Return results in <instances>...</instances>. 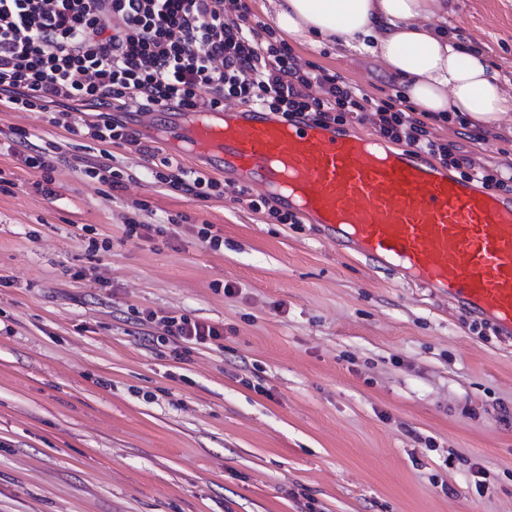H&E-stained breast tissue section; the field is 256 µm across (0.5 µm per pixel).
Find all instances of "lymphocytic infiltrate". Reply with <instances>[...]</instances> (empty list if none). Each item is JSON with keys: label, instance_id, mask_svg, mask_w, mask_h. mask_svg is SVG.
<instances>
[{"label": "lymphocytic infiltrate", "instance_id": "obj_1", "mask_svg": "<svg viewBox=\"0 0 512 512\" xmlns=\"http://www.w3.org/2000/svg\"><path fill=\"white\" fill-rule=\"evenodd\" d=\"M228 2L237 17H225ZM314 86L320 95H311ZM0 97L21 112H44L70 100L101 108L88 128L93 140L134 146L155 159L156 182L199 200L219 194V181L157 159L153 147L111 116L112 105L198 112L235 100L285 116L367 121L381 138L437 158L463 179L512 193V161L474 164L430 131L403 94L377 99L340 75L303 69L287 42L251 22L244 0H0ZM11 143L21 149L24 164L40 172L41 193L53 195L49 148L32 144L23 129L15 130ZM145 320L158 322L159 341L176 353L183 345L222 337L218 327L185 315L151 312Z\"/></svg>", "mask_w": 512, "mask_h": 512}]
</instances>
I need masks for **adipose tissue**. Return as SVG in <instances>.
<instances>
[{
    "mask_svg": "<svg viewBox=\"0 0 512 512\" xmlns=\"http://www.w3.org/2000/svg\"><path fill=\"white\" fill-rule=\"evenodd\" d=\"M448 0H266L292 37L330 42L379 60L421 111L466 115L481 127L512 112V92L479 50H463L443 26Z\"/></svg>",
    "mask_w": 512,
    "mask_h": 512,
    "instance_id": "1",
    "label": "adipose tissue"
}]
</instances>
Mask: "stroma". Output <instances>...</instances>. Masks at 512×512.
I'll return each instance as SVG.
<instances>
[{
	"instance_id": "35a3bbf8",
	"label": "stroma",
	"mask_w": 512,
	"mask_h": 512,
	"mask_svg": "<svg viewBox=\"0 0 512 512\" xmlns=\"http://www.w3.org/2000/svg\"><path fill=\"white\" fill-rule=\"evenodd\" d=\"M445 26L512 86V0H452ZM288 44L371 97L402 90L373 57ZM96 118L0 103V512H512V338L249 209L205 160L173 157L223 195L154 182L133 147L79 136ZM16 128L56 145L55 196ZM432 128L474 163L512 158V113L478 142ZM104 149L122 188L83 172ZM149 311L224 338L174 359Z\"/></svg>"
}]
</instances>
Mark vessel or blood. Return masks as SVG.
I'll return each mask as SVG.
<instances>
[{"mask_svg":"<svg viewBox=\"0 0 512 512\" xmlns=\"http://www.w3.org/2000/svg\"><path fill=\"white\" fill-rule=\"evenodd\" d=\"M188 152L319 224L339 249L414 282L512 335V195L462 179L409 148L381 149L333 122L264 108L143 116Z\"/></svg>","mask_w":512,"mask_h":512,"instance_id":"obj_1","label":"vessel or blood"}]
</instances>
